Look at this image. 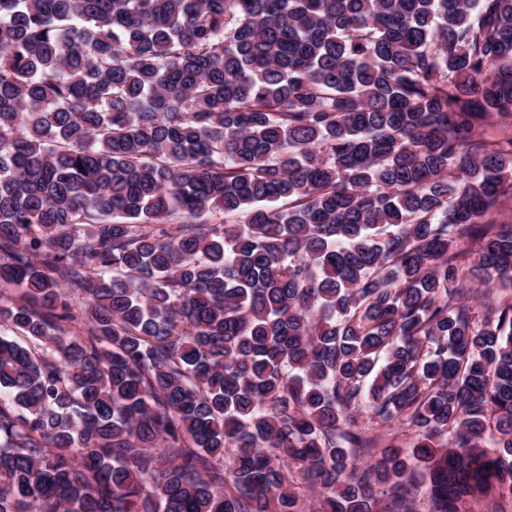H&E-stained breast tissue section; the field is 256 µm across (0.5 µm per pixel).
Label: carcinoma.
I'll list each match as a JSON object with an SVG mask.
<instances>
[{"mask_svg": "<svg viewBox=\"0 0 512 512\" xmlns=\"http://www.w3.org/2000/svg\"><path fill=\"white\" fill-rule=\"evenodd\" d=\"M511 116L512 0H0V512H512Z\"/></svg>", "mask_w": 512, "mask_h": 512, "instance_id": "cac0c4a2", "label": "carcinoma"}]
</instances>
